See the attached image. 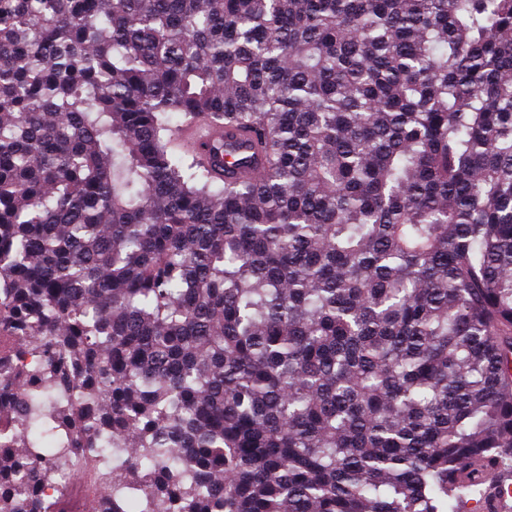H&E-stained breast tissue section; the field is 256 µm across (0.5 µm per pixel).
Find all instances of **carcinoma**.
Wrapping results in <instances>:
<instances>
[{"label":"carcinoma","mask_w":512,"mask_h":512,"mask_svg":"<svg viewBox=\"0 0 512 512\" xmlns=\"http://www.w3.org/2000/svg\"><path fill=\"white\" fill-rule=\"evenodd\" d=\"M214 116L253 174L176 137ZM86 475L92 512L501 498L512 0H0V512Z\"/></svg>","instance_id":"obj_1"}]
</instances>
